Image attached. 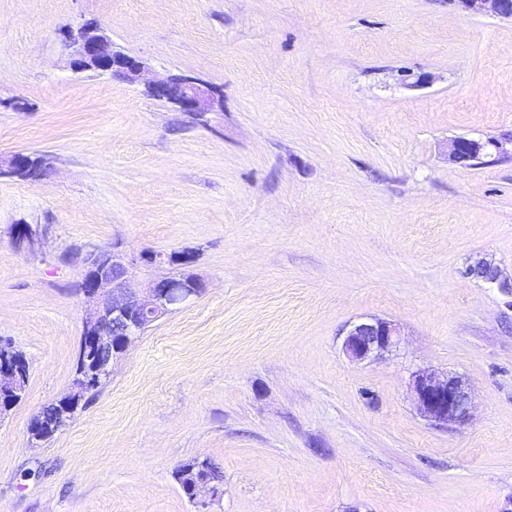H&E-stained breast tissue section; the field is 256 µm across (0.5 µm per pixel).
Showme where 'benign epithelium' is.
<instances>
[{
  "label": "benign epithelium",
  "instance_id": "obj_1",
  "mask_svg": "<svg viewBox=\"0 0 512 512\" xmlns=\"http://www.w3.org/2000/svg\"><path fill=\"white\" fill-rule=\"evenodd\" d=\"M460 10L470 16L512 20V0H455ZM72 69L76 72L121 74L131 83L144 86L145 92L163 100L192 120L223 111L221 92L198 78L168 73L159 76L144 62L113 50L112 40L99 28L87 24L67 35ZM493 153L498 158L512 157V137L485 142L458 137L451 143L449 158L456 162L462 153L477 160ZM32 155L18 153L0 159V179H16L31 166ZM86 276L80 291L85 300L79 354V368L62 401L48 404L51 413L42 410L28 425L31 443L47 442L53 434H40L45 423L63 427L69 415L78 410L88 390L108 379L118 359L154 322L177 311L204 290L192 274L167 276L153 280L140 289L129 285L131 264L115 250L102 249L85 260ZM468 275L496 285L512 294V281L502 277L497 266L482 261L468 269ZM400 332L393 322L366 317L353 323L346 332L343 351L354 361L378 359L396 348ZM28 380V366L10 343L0 341V415L12 410L21 400ZM411 388L419 414L434 425L461 423L470 416L471 392L455 374L438 378L426 371L411 377ZM222 490L205 480L191 488L190 501L207 512L211 500Z\"/></svg>",
  "mask_w": 512,
  "mask_h": 512
}]
</instances>
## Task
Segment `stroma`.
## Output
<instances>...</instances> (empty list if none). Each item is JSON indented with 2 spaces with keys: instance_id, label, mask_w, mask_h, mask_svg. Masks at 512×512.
Wrapping results in <instances>:
<instances>
[{
  "instance_id": "35a3bbf8",
  "label": "stroma",
  "mask_w": 512,
  "mask_h": 512,
  "mask_svg": "<svg viewBox=\"0 0 512 512\" xmlns=\"http://www.w3.org/2000/svg\"><path fill=\"white\" fill-rule=\"evenodd\" d=\"M90 20L220 89L223 112L73 72L65 36ZM505 134L512 21L451 0H0V158L50 162L0 180V340L30 366L0 420V512H195L175 471L196 458L224 473L211 512H503L512 295L465 270L512 277V158L448 153ZM112 246L132 286L186 271L205 291L28 447L75 371L81 258ZM371 316L401 342L350 362L345 331ZM419 370L464 378L465 423L419 415Z\"/></svg>"
}]
</instances>
